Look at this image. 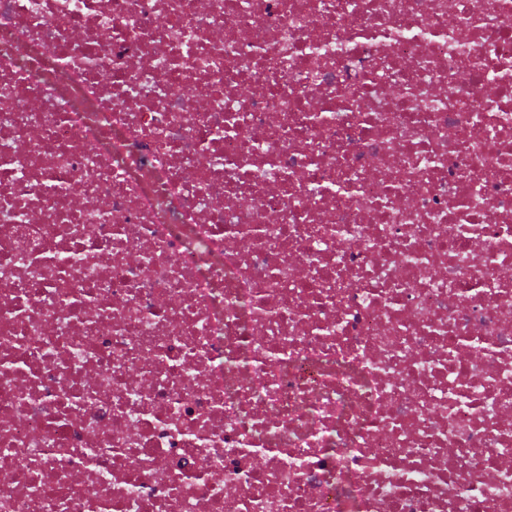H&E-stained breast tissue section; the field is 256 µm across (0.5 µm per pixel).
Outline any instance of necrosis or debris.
<instances>
[{
    "mask_svg": "<svg viewBox=\"0 0 512 512\" xmlns=\"http://www.w3.org/2000/svg\"><path fill=\"white\" fill-rule=\"evenodd\" d=\"M0 512H512V0H0Z\"/></svg>",
    "mask_w": 512,
    "mask_h": 512,
    "instance_id": "1",
    "label": "necrosis or debris"
}]
</instances>
